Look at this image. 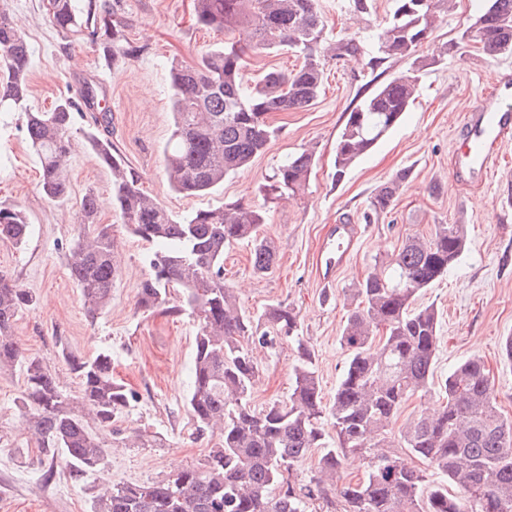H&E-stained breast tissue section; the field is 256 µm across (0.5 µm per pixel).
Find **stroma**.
I'll return each instance as SVG.
<instances>
[{"label": "stroma", "instance_id": "stroma-1", "mask_svg": "<svg viewBox=\"0 0 512 512\" xmlns=\"http://www.w3.org/2000/svg\"><path fill=\"white\" fill-rule=\"evenodd\" d=\"M431 36L432 47L447 46L419 73L416 98L400 125L362 157L343 180L335 178V142L348 113L375 83L405 73L410 63L392 59L382 74L372 75L366 58L328 60L325 88L315 104L274 112L270 121L279 133L244 171L225 177L212 193L185 196L169 185L162 148L172 129L169 62L194 64L224 42L223 33L196 23L191 0H120L130 37L143 45V55L122 71L106 66L102 54L79 37L64 35L48 22L42 0H7L30 43L29 105L50 109L55 100L74 94L84 82L107 86L108 124L99 131L110 139L134 173L140 188L168 211L185 215L241 201L259 206V192L286 157L304 151L315 164L304 191L272 204L263 233L277 246L278 262L268 276L252 272L245 244L224 252V280L241 306L260 316L273 303L284 302L300 313V333L311 345L313 364L325 400H332L347 354L339 338L354 309L352 290L375 261L389 260L406 237L429 235L436 224H463L469 247L447 276L418 298L434 305L440 317L435 377L447 375L461 361L481 357L489 372L490 396L504 419L512 421V362L502 344L512 336V142L501 147L498 167L485 181L462 188L448 170L465 136V115L483 101L512 105V56L488 58L478 45L460 38L480 11V0H454ZM348 0H320L329 41L359 36L388 19L391 0H372L367 19L347 9ZM92 115L76 116L70 158L69 196L48 200L40 191L39 159L25 135L20 112H0V202L20 205L31 224L23 246L0 241V270L8 272L36 296L19 315L14 332L28 355L56 371L63 394L76 395V377L62 354L112 357V376L136 395L113 424L121 434L137 430L149 446L109 443L100 471L74 483L65 477L46 483L44 465L19 412L24 387L21 370L0 375V512H93L104 479L147 484L180 467L197 464L211 439L197 438L187 410L190 369L198 325L190 314L168 316L137 310L140 285L149 274L146 243L118 233L120 274L112 301L97 317H89L80 290L71 280L64 250L76 233L82 197L94 192L111 198V175L102 167L84 135ZM409 170L393 209L375 214V190L400 170ZM346 218L363 225L350 262L331 293H324L314 256L331 224ZM259 373L252 404L261 408L287 400L294 352L255 347Z\"/></svg>", "mask_w": 512, "mask_h": 512}]
</instances>
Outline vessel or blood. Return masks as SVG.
I'll return each mask as SVG.
<instances>
[{"instance_id":"b4317fda","label":"vessel or blood","mask_w":512,"mask_h":512,"mask_svg":"<svg viewBox=\"0 0 512 512\" xmlns=\"http://www.w3.org/2000/svg\"><path fill=\"white\" fill-rule=\"evenodd\" d=\"M464 125L470 135L454 159L452 173L459 181H479L487 175L497 146L512 139V111L485 102L466 114ZM359 232L360 227L356 224L331 225L316 258V270L322 284L335 285L349 261Z\"/></svg>"}]
</instances>
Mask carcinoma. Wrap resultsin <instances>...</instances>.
<instances>
[{
    "label": "carcinoma",
    "instance_id": "carcinoma-1",
    "mask_svg": "<svg viewBox=\"0 0 512 512\" xmlns=\"http://www.w3.org/2000/svg\"><path fill=\"white\" fill-rule=\"evenodd\" d=\"M5 2L0 0V111L24 114L26 138L41 165L40 189L61 202L69 192L74 114L98 88L87 84L78 98L62 97L49 111L28 108L30 45ZM192 6L198 23L243 34L253 49L303 55L299 69H271L249 90L237 80L245 62L238 41L223 43L194 65L171 60L173 122L163 147L167 178L177 193L199 196L247 168L276 137L279 128L269 122L270 113L316 101L325 77L326 35L317 0H192ZM449 8L450 0H393L388 22L371 41L342 37L331 47L338 59L366 54L373 68L392 57L411 61L410 72L378 86L349 112L336 139V180L401 121L414 99L417 72L427 66L419 37L434 30ZM49 21L61 33L86 38L114 70L144 51L108 0H55ZM461 38L479 44L491 59L511 56L512 0H484ZM84 135L111 173L122 227L150 245V276L140 286L138 308L170 316L188 309L198 322L187 408L197 437L219 435L201 462L164 480L102 482L94 512H308L316 501L325 512H512V422L489 397L481 358L470 357L434 381L439 313L417 304L420 292L445 276L466 250V225L436 224L426 238H407L390 261L357 283L358 305L340 337L347 360L327 404L313 351L300 336L299 312L287 303L272 304L262 315L261 331L224 283V248L234 243L251 245L256 276L275 267L276 246L260 234L266 209L235 201L174 215L140 191L121 157L112 154V142L94 127ZM313 162V154L303 152L279 165L260 187L264 203L302 192ZM408 178L401 170L382 184L371 210H390ZM97 214L96 195L89 191L68 248L70 278L93 316L108 306L119 277L112 225L98 223ZM30 233L21 206L0 204V241L21 246ZM172 288L182 289V304L170 302ZM34 302L29 289L0 272V373L24 371L20 409L37 437L44 479L62 471L77 481L101 469L107 448L99 431L112 429L136 395L113 380L108 354L88 359L66 351L63 360L79 393L63 395L55 371L25 355L14 336L19 313ZM284 342L296 352L288 401L257 410L251 405L258 375L252 345ZM434 384L445 400L441 409L417 415L398 430L397 447L427 463L425 469L411 467L386 444L387 435L405 403ZM316 449V471L305 477L296 466ZM348 455L366 461L365 476L356 483L341 472V458ZM450 483L457 494L448 493Z\"/></svg>",
    "mask_w": 512,
    "mask_h": 512
}]
</instances>
